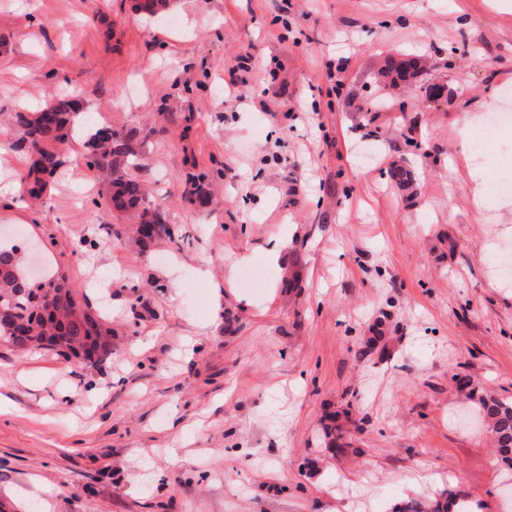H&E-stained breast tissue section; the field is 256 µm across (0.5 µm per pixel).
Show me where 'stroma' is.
<instances>
[{"mask_svg": "<svg viewBox=\"0 0 512 512\" xmlns=\"http://www.w3.org/2000/svg\"><path fill=\"white\" fill-rule=\"evenodd\" d=\"M133 2L0 0V246L112 328L96 362L0 341V512H392L445 489L512 512L480 413L512 400V126L482 124L512 90V7ZM399 53L421 60L407 87L380 74ZM50 92L81 110L34 200L14 115ZM100 124L131 135L170 235L99 205ZM475 143L501 152L478 209ZM199 173L214 199L188 195Z\"/></svg>", "mask_w": 512, "mask_h": 512, "instance_id": "1", "label": "stroma"}]
</instances>
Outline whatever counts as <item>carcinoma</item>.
I'll list each match as a JSON object with an SVG mask.
<instances>
[{
  "mask_svg": "<svg viewBox=\"0 0 512 512\" xmlns=\"http://www.w3.org/2000/svg\"><path fill=\"white\" fill-rule=\"evenodd\" d=\"M168 5L169 0H138L134 9L154 17ZM385 73L406 81L415 77L417 66L412 58L392 56L386 61ZM77 111L76 99L50 94L39 109L15 113L19 137L13 147L30 155L23 176L30 196L39 197L47 179L56 176L63 167L66 128ZM87 140L86 165L108 176L106 192L102 195L106 206L130 213L139 224L138 234L144 238L171 234L160 208L145 206L148 194L145 185L129 173L135 165V152L128 134L111 127L98 128ZM186 184L190 187L189 195L209 197V176L191 175ZM31 279L19 267L18 249L0 248V340L20 353L43 346L65 359L79 352L88 360L112 353V343L108 340L110 329L81 308L65 277H57L58 285L51 295L26 286ZM480 408L489 422L502 462L512 467V400L489 396L482 399ZM464 502L462 494L428 503L409 500L400 503L395 512H450L453 508L468 512Z\"/></svg>",
  "mask_w": 512,
  "mask_h": 512,
  "instance_id": "obj_1",
  "label": "carcinoma"
}]
</instances>
